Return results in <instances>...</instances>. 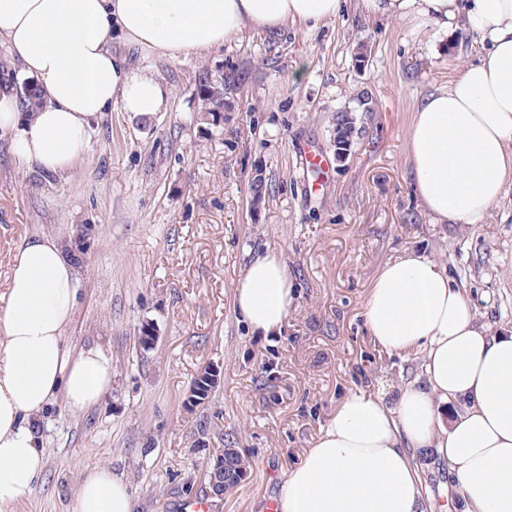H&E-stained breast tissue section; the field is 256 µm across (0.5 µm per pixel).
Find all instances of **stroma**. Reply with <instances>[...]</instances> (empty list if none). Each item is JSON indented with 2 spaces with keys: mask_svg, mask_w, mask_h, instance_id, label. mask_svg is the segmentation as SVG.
Returning a JSON list of instances; mask_svg holds the SVG:
<instances>
[{
  "mask_svg": "<svg viewBox=\"0 0 512 512\" xmlns=\"http://www.w3.org/2000/svg\"><path fill=\"white\" fill-rule=\"evenodd\" d=\"M272 51H264L265 39ZM466 28H420L342 0L316 28L245 33L172 60L112 34L113 54L166 90L162 111L111 107L96 119L64 177L17 162L0 135V286L24 239L85 235L80 303L66 329L75 348L112 357V387L94 407L54 400L37 430L44 468L16 512H72L81 477L105 465L134 512H180L189 498L214 512H268L279 483L314 447L350 393L395 405L420 374V354H391L364 322L380 267L415 252L445 266L472 296L480 323L512 331V187L481 224H435L416 197L407 133L420 97L476 60ZM245 69L218 124L199 120V70ZM357 119L345 162L334 155L336 113ZM323 154L312 171L303 147ZM266 191L252 204L251 180ZM284 259L293 303L280 333L250 334L233 291L247 263ZM151 328L156 341L139 336ZM219 366L209 403L187 413L197 374ZM238 448L249 472L211 497L207 463ZM432 512H462L461 490L422 457Z\"/></svg>",
  "mask_w": 512,
  "mask_h": 512,
  "instance_id": "stroma-1",
  "label": "stroma"
}]
</instances>
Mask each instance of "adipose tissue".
<instances>
[{"label": "adipose tissue", "mask_w": 512, "mask_h": 512, "mask_svg": "<svg viewBox=\"0 0 512 512\" xmlns=\"http://www.w3.org/2000/svg\"><path fill=\"white\" fill-rule=\"evenodd\" d=\"M341 0H0V39L40 84L39 111L0 96V130L23 163L49 175L73 169L93 119L111 105L160 111L166 92L113 55V32L176 59L245 30L317 25ZM370 14L445 30L457 18L480 57L416 106L407 148L417 196L436 224L483 223L512 185V0H362ZM77 273L59 238L34 235L16 251L0 309V512H14L44 466L33 424L56 395L85 409L112 386V359L74 351ZM292 294L269 252L247 264L236 314L257 336L278 332ZM365 325L384 350L422 352V384L396 406L353 393L314 448L286 474L278 512H427L416 458L445 461L464 512H512V334L478 322L469 293L422 255L385 263L368 291ZM461 403L445 415L440 407ZM73 512H133L124 481L99 466L78 486Z\"/></svg>", "instance_id": "obj_1"}]
</instances>
